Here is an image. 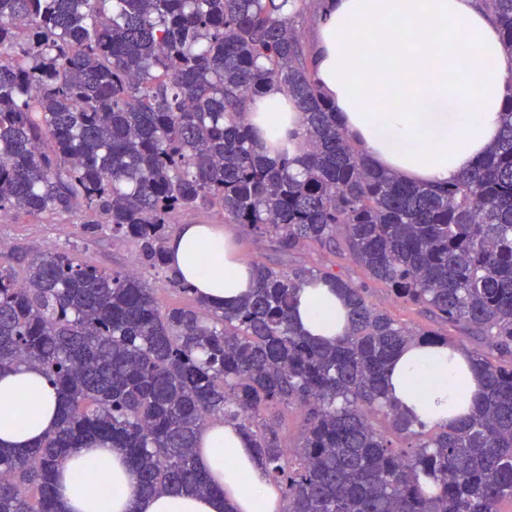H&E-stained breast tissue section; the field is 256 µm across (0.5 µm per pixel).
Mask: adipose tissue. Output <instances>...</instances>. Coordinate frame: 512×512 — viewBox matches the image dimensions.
I'll return each mask as SVG.
<instances>
[{
	"label": "adipose tissue",
	"mask_w": 512,
	"mask_h": 512,
	"mask_svg": "<svg viewBox=\"0 0 512 512\" xmlns=\"http://www.w3.org/2000/svg\"><path fill=\"white\" fill-rule=\"evenodd\" d=\"M317 78L337 122L377 169L415 184H446L475 166L495 143L512 99V52L483 0H324L313 26ZM266 147L304 142L302 115L275 88L250 115ZM217 261L200 274L201 246ZM167 265L209 302L230 307L252 288L250 263L216 224H184L167 243ZM293 320L308 335L335 339L347 309L333 284L301 289ZM388 396L431 427H451L471 413L482 378L456 346H407L394 358ZM54 386L35 368L0 373V446L24 452L58 421ZM197 465L213 476L209 494L142 497L124 454L110 444L69 449L56 496L63 512H280L276 488L253 461L250 443L231 425L201 436Z\"/></svg>",
	"instance_id": "ef3b65f1"
}]
</instances>
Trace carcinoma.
<instances>
[{"label": "carcinoma", "instance_id": "carcinoma-1", "mask_svg": "<svg viewBox=\"0 0 512 512\" xmlns=\"http://www.w3.org/2000/svg\"><path fill=\"white\" fill-rule=\"evenodd\" d=\"M512 50V0H484ZM306 0H0V212L91 213L139 249L142 269L73 254L0 250V371L39 368L60 395L34 451L0 447V512H62L53 475L70 448L108 441L139 495L209 493L202 431L234 422L285 512H502L512 502V101L475 169L446 186L373 168L336 122L296 26ZM275 86L302 113L304 153H262L250 105ZM224 223L284 256L349 257L403 322L329 267L255 259L235 306L163 307L144 272L167 268L177 215ZM349 310L327 342L291 320L310 280ZM484 340V393L439 430L390 402L387 371L410 343ZM297 406L290 454L274 417ZM381 415L390 432L374 423ZM425 474L437 492L424 490Z\"/></svg>", "mask_w": 512, "mask_h": 512}]
</instances>
